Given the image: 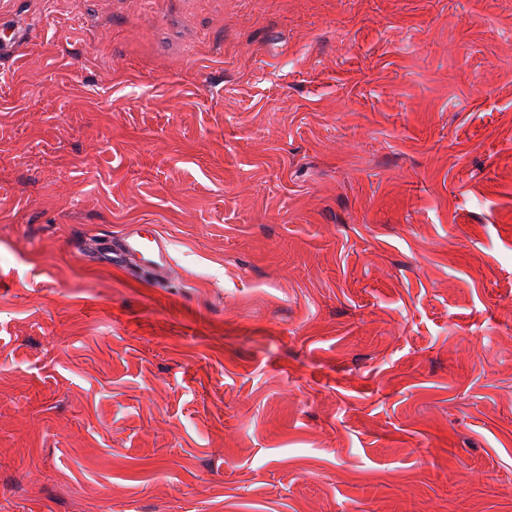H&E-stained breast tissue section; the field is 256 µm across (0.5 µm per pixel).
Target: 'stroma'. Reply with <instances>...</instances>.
<instances>
[{"instance_id": "35a3bbf8", "label": "stroma", "mask_w": 512, "mask_h": 512, "mask_svg": "<svg viewBox=\"0 0 512 512\" xmlns=\"http://www.w3.org/2000/svg\"><path fill=\"white\" fill-rule=\"evenodd\" d=\"M170 12L0 0V512H512V0ZM105 247L104 254L112 258L113 264L128 268H139L146 271L156 280L168 277L172 259L154 231L137 225L125 235L106 237L101 244Z\"/></svg>"}]
</instances>
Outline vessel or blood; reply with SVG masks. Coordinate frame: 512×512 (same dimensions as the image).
I'll return each instance as SVG.
<instances>
[{"instance_id":"vessel-or-blood-1","label":"vessel or blood","mask_w":512,"mask_h":512,"mask_svg":"<svg viewBox=\"0 0 512 512\" xmlns=\"http://www.w3.org/2000/svg\"><path fill=\"white\" fill-rule=\"evenodd\" d=\"M105 253L113 263L128 268L146 271L155 279H166L172 259L155 232L136 226L118 237H109L104 241Z\"/></svg>"}]
</instances>
